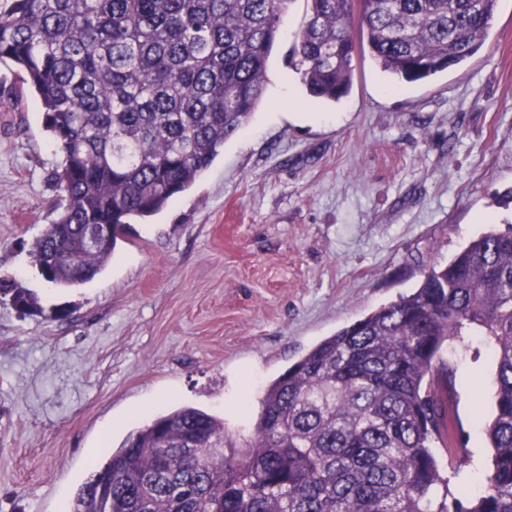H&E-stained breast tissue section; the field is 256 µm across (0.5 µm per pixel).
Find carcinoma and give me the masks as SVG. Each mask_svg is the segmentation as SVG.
I'll return each instance as SVG.
<instances>
[{
    "mask_svg": "<svg viewBox=\"0 0 512 512\" xmlns=\"http://www.w3.org/2000/svg\"><path fill=\"white\" fill-rule=\"evenodd\" d=\"M290 0H0V64L34 95L63 155L57 219L30 251L45 282L86 284L130 224L187 191L263 100ZM293 51L307 93L336 102L370 55L407 82L463 64L498 0H306ZM112 242L85 248L87 225ZM0 295L26 314L25 288ZM483 336L496 413L483 489L451 490L449 340ZM73 512H512V222L414 292L338 330L265 389L254 432L180 406L129 433Z\"/></svg>",
    "mask_w": 512,
    "mask_h": 512,
    "instance_id": "carcinoma-1",
    "label": "carcinoma"
}]
</instances>
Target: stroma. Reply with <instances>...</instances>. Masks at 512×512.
I'll list each match as a JSON object with an SVG mask.
<instances>
[{
	"mask_svg": "<svg viewBox=\"0 0 512 512\" xmlns=\"http://www.w3.org/2000/svg\"><path fill=\"white\" fill-rule=\"evenodd\" d=\"M305 21L290 0L264 99L209 169L66 290L30 255L58 215L62 157L0 67V280L40 305L23 315L0 295V512H69L129 432L177 406L249 436L288 366L512 219V0L465 64L395 85L359 58L336 103L288 62ZM441 357L474 488L491 465L475 420L495 411L493 361L480 336Z\"/></svg>",
	"mask_w": 512,
	"mask_h": 512,
	"instance_id": "35a3bbf8",
	"label": "stroma"
}]
</instances>
